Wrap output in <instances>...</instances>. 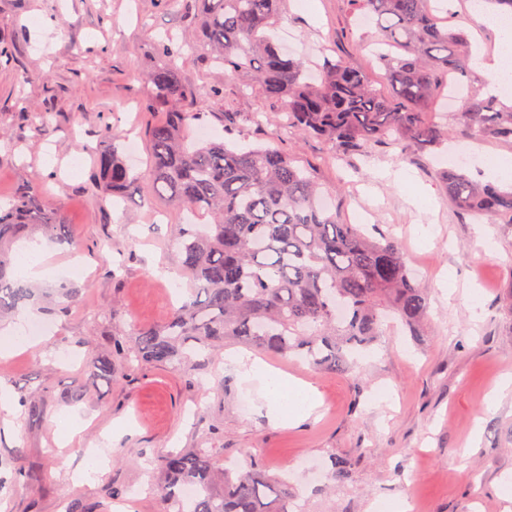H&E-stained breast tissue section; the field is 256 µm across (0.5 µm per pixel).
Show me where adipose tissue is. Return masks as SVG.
<instances>
[{
  "label": "adipose tissue",
  "instance_id": "1",
  "mask_svg": "<svg viewBox=\"0 0 512 512\" xmlns=\"http://www.w3.org/2000/svg\"><path fill=\"white\" fill-rule=\"evenodd\" d=\"M492 27L497 33V52L491 57L474 52L471 66L485 77L489 90L496 93L512 82V23L496 21ZM226 361L244 381L262 383L270 416L276 424H294L310 416L319 405L315 389L306 382L289 378L242 354L227 356Z\"/></svg>",
  "mask_w": 512,
  "mask_h": 512
}]
</instances>
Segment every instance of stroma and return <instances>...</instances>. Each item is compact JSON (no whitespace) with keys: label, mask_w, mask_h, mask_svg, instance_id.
I'll return each instance as SVG.
<instances>
[{"label":"stroma","mask_w":512,"mask_h":512,"mask_svg":"<svg viewBox=\"0 0 512 512\" xmlns=\"http://www.w3.org/2000/svg\"><path fill=\"white\" fill-rule=\"evenodd\" d=\"M194 0H0V204L27 184L40 186L45 209L69 225L79 254L41 241L50 277L69 282L79 300L68 315L47 317L40 348L0 356V383L13 398L32 396L40 414L16 406L0 412V460L22 468L20 482L0 488V512H162L154 487L158 461L172 451L204 448L232 467L252 458L269 473H288L300 487L299 512H374L380 500L412 501L413 512H512L500 480L512 473V392L487 403L512 374V226L451 204L432 154L399 161L391 149L337 158L314 136L282 134L279 103L259 91L256 74L225 76L202 43L185 48L176 71L195 100L194 129L240 146L263 144L292 155L334 196L336 218L364 232L394 237L431 290L433 333L413 342L387 328L361 371L331 373L307 361L267 357L268 365L313 384L319 407L290 426L271 422L259 382L224 368L223 352L169 369L113 357L112 377L91 364L115 343L133 350L136 333L163 323L187 288L168 295L159 271L177 265L172 245L182 216L168 199L132 190L106 203L95 181L94 152L109 148L105 127L132 131L146 172L147 130L160 111L146 109V76L164 63L160 34L192 30ZM350 0H283L274 40L295 47L311 71L341 58L387 89L372 52L381 28L360 24ZM238 113L235 125L222 115ZM46 115L51 137L30 116ZM413 182L397 188L393 172ZM486 223V251L474 236ZM433 244L420 246L419 225ZM454 271L457 290L440 281ZM483 300L479 313L467 303ZM248 407H241V399ZM96 451L101 475L73 483L72 470ZM350 462L343 481L328 478L331 457ZM121 500H112L110 490Z\"/></svg>","instance_id":"1"}]
</instances>
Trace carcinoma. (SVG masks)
<instances>
[{"instance_id":"carcinoma-1","label":"carcinoma","mask_w":512,"mask_h":512,"mask_svg":"<svg viewBox=\"0 0 512 512\" xmlns=\"http://www.w3.org/2000/svg\"><path fill=\"white\" fill-rule=\"evenodd\" d=\"M201 39L224 74L249 67L263 94L279 102L288 127L315 135L341 155L391 144L402 154L424 152L448 140L451 128L425 112L440 92L437 76L453 79L470 57L469 33L444 24L429 0H352L386 23L377 54L391 94L341 58L324 60L316 78L304 61L283 51L268 35L280 19L282 0H195ZM166 62L148 78L152 108L166 118L148 130L147 179L208 224L178 225L174 238L180 273L191 295L158 326L137 332L135 360L179 367L191 351L239 344L287 358L304 356L329 372L349 373L356 351L379 341L385 322L417 339L426 334L428 289L408 267L400 246L341 224L319 206L323 190L315 176L277 149L224 141L196 142L188 131L199 113L180 107L187 90L175 62L182 44L166 35L158 42ZM456 123L475 139L512 141V107L469 93ZM111 147L98 153L96 177L108 202L125 199L138 175L128 164L125 134L106 128ZM438 180L457 208L475 217L499 216L512 224V188L475 183L453 167ZM38 230L74 244L60 214L46 211L39 190L29 186L0 205V321L27 306L70 307L77 290L60 284L48 295L15 273L13 247ZM345 314L338 315V307ZM157 497L166 512H294L296 492L288 478L271 475L249 459L235 470L216 463L203 448L170 452L159 460ZM186 484L198 489L188 510L179 508Z\"/></svg>"}]
</instances>
